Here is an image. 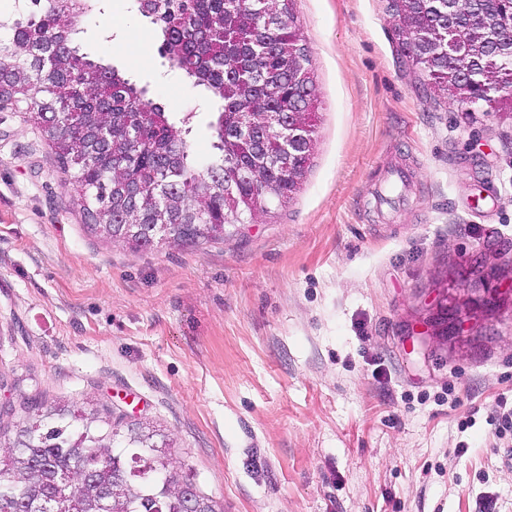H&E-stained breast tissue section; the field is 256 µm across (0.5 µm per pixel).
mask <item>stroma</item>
Segmentation results:
<instances>
[{
  "label": "stroma",
  "instance_id": "stroma-1",
  "mask_svg": "<svg viewBox=\"0 0 512 512\" xmlns=\"http://www.w3.org/2000/svg\"><path fill=\"white\" fill-rule=\"evenodd\" d=\"M295 12L311 165L224 241L136 250L90 232L40 130L0 111V407L153 422L224 512H512L488 422L512 403V115L427 96L390 0ZM79 42L191 114L207 154L215 105L133 0H94ZM397 166L408 201L375 210Z\"/></svg>",
  "mask_w": 512,
  "mask_h": 512
}]
</instances>
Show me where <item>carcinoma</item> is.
Returning <instances> with one entry per match:
<instances>
[{"mask_svg": "<svg viewBox=\"0 0 512 512\" xmlns=\"http://www.w3.org/2000/svg\"><path fill=\"white\" fill-rule=\"evenodd\" d=\"M163 54L182 76L220 104L209 123L213 152L197 161L183 122L146 98L117 69L80 52L89 0H32L27 11L0 20V52L8 81L0 99L24 102L31 120L58 113L44 126L49 145L81 202L90 231L135 249L159 245L154 225L168 208L164 241L198 246L224 239L228 224H249L294 195L315 146L317 101L307 47L298 43L294 0H149ZM405 62L426 73L429 92L453 84L448 101L501 111L512 99L484 93L512 87V0H472L478 34L448 11V0H392ZM304 113V136L290 160L280 119ZM37 414L0 442V512H39L58 499L62 512H95L113 491L112 512H185V493L204 500L176 466L156 426L124 423L94 407L35 404Z\"/></svg>", "mask_w": 512, "mask_h": 512, "instance_id": "1", "label": "carcinoma"}]
</instances>
